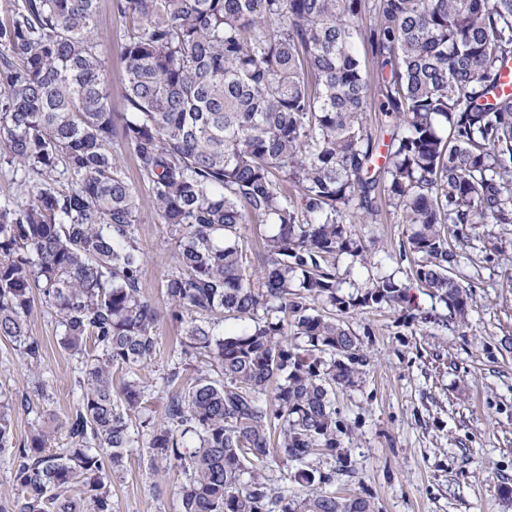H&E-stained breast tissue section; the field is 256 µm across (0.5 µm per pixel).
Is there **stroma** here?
<instances>
[{"label": "stroma", "mask_w": 512, "mask_h": 512, "mask_svg": "<svg viewBox=\"0 0 512 512\" xmlns=\"http://www.w3.org/2000/svg\"><path fill=\"white\" fill-rule=\"evenodd\" d=\"M97 26L110 61L112 108L119 111L123 21L110 0H101ZM140 207L142 291L159 303L175 245L148 190L140 192ZM405 232L393 210L366 226L374 240L369 264L339 262L345 292L377 273L406 281L408 265L396 260ZM459 252L457 275L473 287L466 321L453 318L444 328L419 323L433 301L418 288L410 289L404 310L384 306L343 317L368 360L357 386L336 395L335 452L311 457L306 467L333 476L337 494L370 500L373 512H512V224L476 226ZM28 327L44 344L42 363L30 367L15 345L0 339V398L12 406L16 443L45 425L53 430L52 449L65 448L78 361L60 346L56 316L42 301L34 302ZM179 334L177 323L163 320L157 355L141 372L149 386L146 407L157 419L165 414L164 378ZM40 375L49 382L44 397L34 391ZM181 481L174 457L134 449L112 477V512H179Z\"/></svg>", "instance_id": "obj_1"}]
</instances>
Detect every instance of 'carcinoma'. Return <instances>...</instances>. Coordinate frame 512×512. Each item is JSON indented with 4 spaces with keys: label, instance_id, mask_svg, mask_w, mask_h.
<instances>
[{
    "label": "carcinoma",
    "instance_id": "carcinoma-1",
    "mask_svg": "<svg viewBox=\"0 0 512 512\" xmlns=\"http://www.w3.org/2000/svg\"><path fill=\"white\" fill-rule=\"evenodd\" d=\"M98 5L18 0L0 21V161L22 173L21 200L0 207V337L41 364L26 323L35 288L63 348L94 349L74 378L69 447L47 451L42 427L16 446L0 401L17 512H112L108 481L133 448L180 462V512H373L312 470L294 474L307 492L290 502L264 463L336 449L333 400L367 361L337 313L409 303L392 274L341 293L337 261L367 262L357 225L380 223L383 206L407 225L412 279L465 321L458 247L478 224H512V93L499 90L512 0H111L120 112ZM369 57L387 143L367 123ZM122 147L175 243L162 306L142 292ZM250 219L277 227L258 275L240 235ZM166 316L180 324L177 358L199 368L184 386L173 364L156 420L145 382L115 395L112 369L148 368ZM229 319L240 329H221ZM111 0H101L97 14V26L103 55L109 59L108 84L112 110L123 109L124 65L120 57L119 35L123 21L111 9Z\"/></svg>",
    "mask_w": 512,
    "mask_h": 512
}]
</instances>
